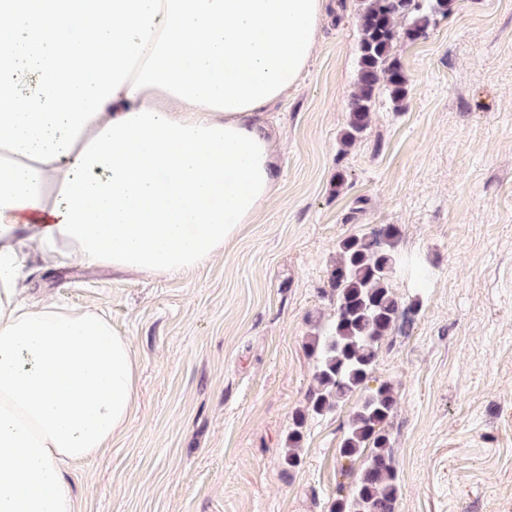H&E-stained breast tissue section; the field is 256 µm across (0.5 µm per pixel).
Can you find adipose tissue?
<instances>
[{"label":"adipose tissue","instance_id":"ef3b65f1","mask_svg":"<svg viewBox=\"0 0 512 512\" xmlns=\"http://www.w3.org/2000/svg\"><path fill=\"white\" fill-rule=\"evenodd\" d=\"M327 0H0V512H77L71 469L130 422L102 312L28 301L37 266L193 270L275 197L263 113ZM79 29L80 40L65 36Z\"/></svg>","mask_w":512,"mask_h":512}]
</instances>
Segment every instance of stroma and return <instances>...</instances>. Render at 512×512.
<instances>
[{"label":"stroma","mask_w":512,"mask_h":512,"mask_svg":"<svg viewBox=\"0 0 512 512\" xmlns=\"http://www.w3.org/2000/svg\"><path fill=\"white\" fill-rule=\"evenodd\" d=\"M359 8L336 0L267 112L279 200L223 252L171 276L75 263L31 278L29 294L105 312L139 363L125 431L69 477L79 512H329L362 468L340 473L355 400L307 417L296 468L283 456L336 246L386 224L428 273L394 274L403 314L374 372L397 397L395 512H512V0H456L399 44L407 99L378 94L345 150Z\"/></svg>","instance_id":"stroma-1"}]
</instances>
